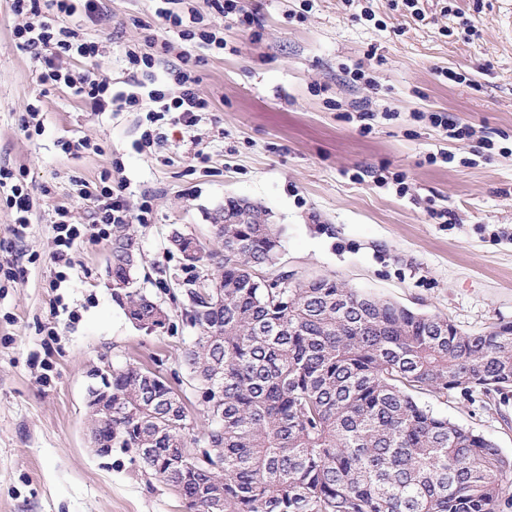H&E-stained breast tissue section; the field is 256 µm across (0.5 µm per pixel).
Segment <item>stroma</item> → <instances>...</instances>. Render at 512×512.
I'll list each match as a JSON object with an SVG mask.
<instances>
[{
  "mask_svg": "<svg viewBox=\"0 0 512 512\" xmlns=\"http://www.w3.org/2000/svg\"><path fill=\"white\" fill-rule=\"evenodd\" d=\"M107 24L87 25L102 42L105 73L127 77L123 52L158 26L150 0H107ZM258 35L228 28L230 50L209 56L198 89L214 109L192 128L171 130L166 150L136 151L138 113L84 112L67 94L45 99L43 135L26 138L20 119L38 95L35 68L17 50V23L0 0V166L28 171L35 214L22 240L0 205V243L20 273L0 280V512H187L177 492L113 449L97 455L88 432L91 371L103 360L178 376L188 410L199 414L181 352L192 341L179 308L150 332L113 294L111 240L84 241L65 287H52L51 219L56 205L89 219V201L70 179L89 181L120 161L131 206L152 199V221L131 225L139 243L133 275L164 298L186 272L169 248L173 231L208 249L212 226L235 200L277 226V267L327 276L466 332L512 324V0H424L425 20L397 0H249ZM382 64L369 65L368 51ZM365 66L367 79L346 80ZM441 69L465 74L458 84ZM370 100L371 130L360 134L344 103ZM438 113L472 127L473 140L446 138ZM87 137L102 153L61 152ZM488 140L471 159L473 141ZM447 152L451 162L429 163ZM57 327L58 338L47 336ZM436 414L491 439L512 457V390L487 405L481 393L419 394Z\"/></svg>",
  "mask_w": 512,
  "mask_h": 512,
  "instance_id": "stroma-1",
  "label": "stroma"
}]
</instances>
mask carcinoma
<instances>
[{"instance_id": "carcinoma-1", "label": "carcinoma", "mask_w": 512, "mask_h": 512, "mask_svg": "<svg viewBox=\"0 0 512 512\" xmlns=\"http://www.w3.org/2000/svg\"><path fill=\"white\" fill-rule=\"evenodd\" d=\"M222 248L200 249L184 293L198 329L182 352L207 416L200 438L171 389L117 365L112 447L151 444L147 466L194 512H503L512 457L421 405L417 394L486 397L512 388V324L460 330L322 277L307 288L262 285L274 224H226ZM135 240L112 246L116 299L128 306ZM204 275L222 292L192 290Z\"/></svg>"}]
</instances>
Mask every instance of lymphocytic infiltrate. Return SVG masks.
<instances>
[{"label": "lymphocytic infiltrate", "mask_w": 512, "mask_h": 512, "mask_svg": "<svg viewBox=\"0 0 512 512\" xmlns=\"http://www.w3.org/2000/svg\"><path fill=\"white\" fill-rule=\"evenodd\" d=\"M8 2L17 19L12 30L15 46L33 63L40 86L38 97L21 118L25 134L43 132V99L64 89L90 112L144 113L137 147L151 151L167 146L169 127L195 126L202 113L212 111L210 100L198 90L203 50L224 51L225 27L249 31L259 23L243 0H153L162 31L126 46L128 77L118 90L101 69L100 43L87 40L83 33L84 23L104 19V0ZM177 39L182 42L178 48L173 45ZM27 177L26 169L0 166V203L13 211L17 237L32 222L34 202ZM72 186L77 198L92 202L93 212L84 223L67 206L54 210L52 262L59 284L67 280L80 242L106 239L116 224L149 223L152 214L150 200L129 206L126 180L113 178L111 171L101 172L95 181L73 179Z\"/></svg>", "instance_id": "1"}]
</instances>
